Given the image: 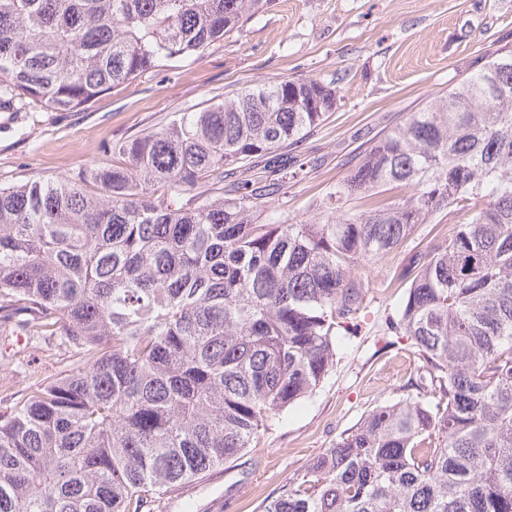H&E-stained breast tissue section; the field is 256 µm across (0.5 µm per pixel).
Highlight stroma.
Wrapping results in <instances>:
<instances>
[{
	"label": "stroma",
	"instance_id": "35a3bbf8",
	"mask_svg": "<svg viewBox=\"0 0 512 512\" xmlns=\"http://www.w3.org/2000/svg\"><path fill=\"white\" fill-rule=\"evenodd\" d=\"M503 39L512 41V0H272L202 56L145 72L80 111L0 109V184L111 166L110 144L160 128L175 113L264 82L315 77L334 85L336 109L289 147L305 162L303 175L265 201L268 211L305 220L361 150L447 92ZM457 222L439 215L379 265L361 268L369 288L357 319L339 332L336 365L321 387L260 432L234 468L174 493L163 512H261L369 410L398 399L419 360L406 337L386 328L404 295L390 279ZM18 341L0 327V379L9 385L0 411L74 363L66 347L47 341L28 343L24 363H13Z\"/></svg>",
	"mask_w": 512,
	"mask_h": 512
}]
</instances>
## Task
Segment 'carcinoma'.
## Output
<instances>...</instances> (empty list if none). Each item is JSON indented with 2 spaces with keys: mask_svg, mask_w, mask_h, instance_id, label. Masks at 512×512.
I'll return each mask as SVG.
<instances>
[{
  "mask_svg": "<svg viewBox=\"0 0 512 512\" xmlns=\"http://www.w3.org/2000/svg\"><path fill=\"white\" fill-rule=\"evenodd\" d=\"M270 2L0 0V109L76 112ZM335 107L320 79L263 83L113 143L109 169L0 186V326L77 355L0 414V512H154L235 462L336 366L358 268L444 212L463 222L397 275L387 323L414 391L262 512H512V44L359 152L312 218L264 214L297 176L281 150ZM266 155L278 177L192 193Z\"/></svg>",
  "mask_w": 512,
  "mask_h": 512,
  "instance_id": "cac0c4a2",
  "label": "carcinoma"
}]
</instances>
